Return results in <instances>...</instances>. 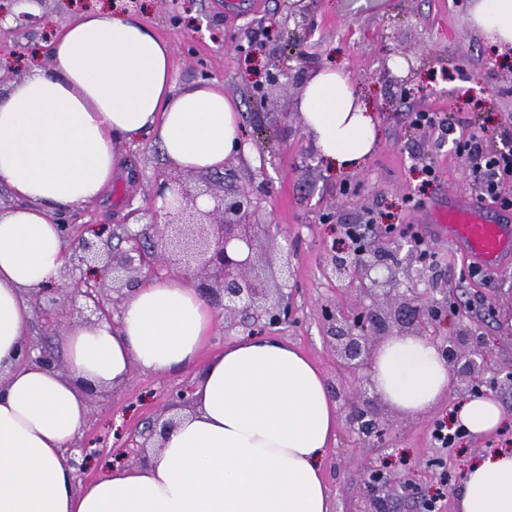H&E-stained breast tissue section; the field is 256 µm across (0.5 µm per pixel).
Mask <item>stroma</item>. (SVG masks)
<instances>
[{
    "mask_svg": "<svg viewBox=\"0 0 512 512\" xmlns=\"http://www.w3.org/2000/svg\"><path fill=\"white\" fill-rule=\"evenodd\" d=\"M104 0H39L40 26L14 30L0 22V62L9 72L0 85L21 80L31 66L46 67L47 46L75 15ZM118 13L138 16L170 42L175 79L183 85L201 78L217 81L241 105L243 133L255 159L233 156L224 163V186L257 187L254 220L268 225L276 243L267 262L280 261V245L290 244L293 318L276 329L278 338L304 352L322 371L330 393L356 387L342 376L327 343L324 308L346 313L357 306L352 286L327 279L323 268L332 252L349 247V224L363 223L370 236L391 244H412L411 227L422 224L427 205L448 192L477 195L471 162L434 129L415 126V112H437L459 123L461 133L485 128V149L498 150L500 130L512 126V50L481 35L473 25L476 0H377L375 10L353 14L348 0H306L313 19L310 33L268 40L271 25H284L294 0H111ZM406 53L414 63L408 94L380 78L385 50ZM344 70L378 109L377 143L364 166L339 175L319 159L302 126L298 102L310 73L319 67ZM286 70L289 89L270 87L258 99L254 87L266 73ZM122 177L102 199L71 210L66 240L98 239L104 249L121 246L123 232H137L163 221L153 194L170 178L158 146L143 142L123 153ZM438 180H431L429 170ZM437 260L428 264L430 280L448 291L444 334L459 322L474 328L488 361L477 379L501 404L504 424L483 437L465 436L454 448L432 442L434 423L469 393L449 388L426 411L410 417L392 409L369 390L381 417L393 425L383 443L365 442L353 433L345 410L337 412L336 440L322 464L331 512H361V488L369 468L389 467L392 478L414 479L418 494H396L389 512H423L421 499L436 498L439 512H453L470 460L496 448L512 449V268L461 281L467 263L451 242H430ZM201 372L193 366L171 375L133 369L119 390L88 392L86 423L74 445L90 457L76 485L114 466H137L148 456L142 435L149 424L168 418L169 395L193 386Z\"/></svg>",
    "mask_w": 512,
    "mask_h": 512,
    "instance_id": "obj_1",
    "label": "stroma"
}]
</instances>
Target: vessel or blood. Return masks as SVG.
Instances as JSON below:
<instances>
[{
  "instance_id": "1",
  "label": "vessel or blood",
  "mask_w": 512,
  "mask_h": 512,
  "mask_svg": "<svg viewBox=\"0 0 512 512\" xmlns=\"http://www.w3.org/2000/svg\"><path fill=\"white\" fill-rule=\"evenodd\" d=\"M486 202L467 195L452 194L428 209L435 223L434 236L448 238L466 258L483 268L498 267L504 255L512 254V226L486 219Z\"/></svg>"
}]
</instances>
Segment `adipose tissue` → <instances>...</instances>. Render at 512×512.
I'll use <instances>...</instances> for the list:
<instances>
[{"mask_svg":"<svg viewBox=\"0 0 512 512\" xmlns=\"http://www.w3.org/2000/svg\"><path fill=\"white\" fill-rule=\"evenodd\" d=\"M473 18L512 48V0H478ZM49 59L0 95V186L22 201L0 210V512H329L322 460L337 406L320 370L275 336H243L201 360L218 313L181 279L137 288L119 328L67 325L65 371L21 362L28 297L52 287L65 262L54 213L100 199L119 175L122 145L150 140L167 167L189 174H220L229 156L251 155L239 101L214 82L177 85L169 43L135 16L81 13ZM298 110L330 171L363 166L376 115L343 71L313 72ZM197 364L194 407L148 462L75 489L65 450L84 426L86 388L119 389L136 368ZM449 379L424 339L394 336L377 351L373 383L404 414L436 404ZM452 420L483 435L504 412L493 397H470ZM454 512H512V450L470 462Z\"/></svg>","mask_w":512,"mask_h":512,"instance_id":"obj_1","label":"adipose tissue"}]
</instances>
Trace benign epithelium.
I'll return each instance as SVG.
<instances>
[{"instance_id":"obj_1","label":"benign epithelium","mask_w":512,"mask_h":512,"mask_svg":"<svg viewBox=\"0 0 512 512\" xmlns=\"http://www.w3.org/2000/svg\"><path fill=\"white\" fill-rule=\"evenodd\" d=\"M9 7L0 6V19L11 15L16 28L26 29L42 23V18L25 10L27 0H7ZM189 176L180 174L161 184L160 190H173L178 206L166 212L162 224H150L142 231L127 236L128 248L121 252L103 251L97 243L81 239L68 257V262L92 270L102 268L112 274V291L134 290L142 269L158 266L178 267L192 273L194 287L202 297L223 296L225 318L229 319L224 335L237 328L251 335L288 323L292 307L288 297L290 271L262 268L260 251L262 225L253 221L257 210L255 193L243 188L217 193L211 190H191ZM207 195L213 207L201 210L197 198ZM357 275L342 256L333 257L324 274L341 282L356 278L359 293L358 308L352 314L334 309L324 311L329 325V344L336 355V366L342 375L351 376L371 385L370 372L375 357V342L384 336H418L432 344L446 362L448 373L457 387L468 389L475 372L483 363L477 344L478 336L465 327L454 336H443L440 323L446 307L431 298L432 290L401 289L399 269L388 268L379 277L377 269L385 254L383 239L363 241ZM102 279L79 281L73 294L83 298L92 312L102 316L106 310L101 301ZM36 345L26 343L22 360L27 361ZM43 366L58 369L60 364L47 351L35 357ZM350 427L361 437L381 441L389 425L375 411L366 390L357 388L346 403ZM408 490L410 480L396 485L382 469L372 471L364 483L363 496L368 506L362 512H384L385 499L396 488Z\"/></svg>"}]
</instances>
